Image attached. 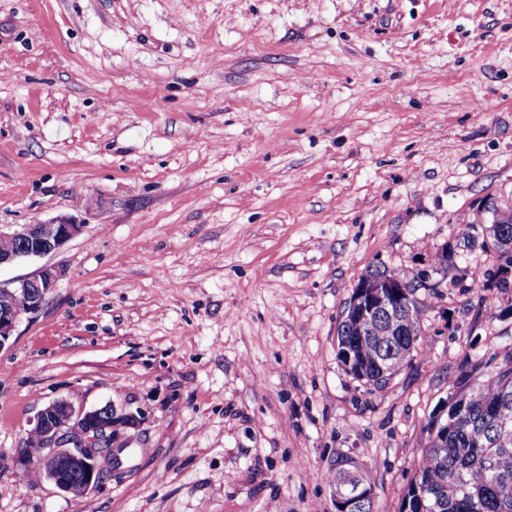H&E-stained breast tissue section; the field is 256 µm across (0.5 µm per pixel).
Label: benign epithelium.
<instances>
[{
  "label": "benign epithelium",
  "mask_w": 512,
  "mask_h": 512,
  "mask_svg": "<svg viewBox=\"0 0 512 512\" xmlns=\"http://www.w3.org/2000/svg\"><path fill=\"white\" fill-rule=\"evenodd\" d=\"M82 228L66 219L0 228V267L54 253ZM63 276V269L45 266L13 288L0 286V349L13 336L19 320L39 310ZM436 285L428 271L416 282L405 284L388 270L377 280L364 278L345 313L369 324L383 318L396 335L403 336L406 330L400 319L401 309L417 301V289ZM140 421L139 414L119 412L110 402L93 409L76 408L64 399L52 402L40 410L30 429L42 439L39 465L43 478L65 495L82 497L91 493L105 478L103 463L118 460L125 449L124 433L118 425L134 428Z\"/></svg>",
  "instance_id": "obj_1"
}]
</instances>
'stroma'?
<instances>
[{"instance_id":"stroma-1","label":"stroma","mask_w":512,"mask_h":512,"mask_svg":"<svg viewBox=\"0 0 512 512\" xmlns=\"http://www.w3.org/2000/svg\"><path fill=\"white\" fill-rule=\"evenodd\" d=\"M512 205V0H0V225L80 235L0 349V512H335L352 458L400 512L426 426L512 348V289L422 288L381 390L336 328ZM65 399L140 414L83 497L15 463ZM422 307L417 304L412 305V309L406 313L408 322L410 324V331L407 336H409V341L407 344L413 340L412 347L406 349L407 355H399L398 350H396L395 354L388 361V369L393 373H397L403 366L407 365L411 361V357L414 352H417L418 348L423 343V334H422ZM413 336V339H412Z\"/></svg>"}]
</instances>
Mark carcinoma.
Masks as SVG:
<instances>
[{"mask_svg":"<svg viewBox=\"0 0 512 512\" xmlns=\"http://www.w3.org/2000/svg\"><path fill=\"white\" fill-rule=\"evenodd\" d=\"M491 216L508 232V238L494 243L498 259L512 265V208L490 202ZM422 307L414 304L406 313L412 347L405 355H389L395 337L381 324L371 332L356 322L343 321L337 327L338 346L354 345L367 369L376 360L389 358L388 369L398 372L411 361L423 343ZM506 367L482 372L472 381L457 384L449 412L459 416L448 426V446H427L402 501L405 512H512V444L500 443L499 425L512 423V355ZM42 441L28 434L24 452L30 459L29 476L40 477L38 462ZM333 480L353 495L350 512H376L373 486L367 473L354 464L338 467Z\"/></svg>","mask_w":512,"mask_h":512,"instance_id":"carcinoma-1","label":"carcinoma"}]
</instances>
